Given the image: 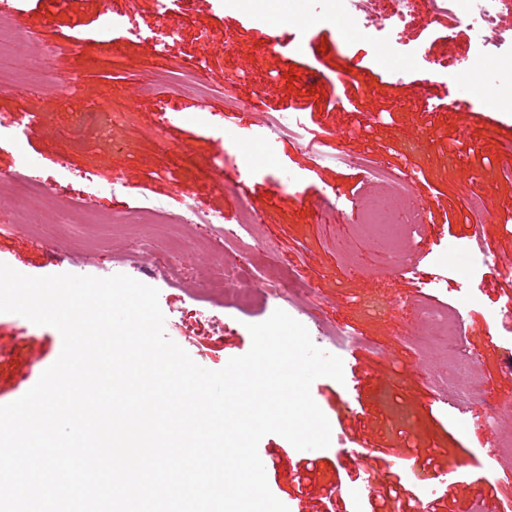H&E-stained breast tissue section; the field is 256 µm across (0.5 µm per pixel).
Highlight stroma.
<instances>
[{
    "instance_id": "obj_1",
    "label": "stroma",
    "mask_w": 512,
    "mask_h": 512,
    "mask_svg": "<svg viewBox=\"0 0 512 512\" xmlns=\"http://www.w3.org/2000/svg\"><path fill=\"white\" fill-rule=\"evenodd\" d=\"M298 0H265L255 14L243 0H177L170 26H161L156 0H0V16L28 28L47 46L82 39L68 62H52L31 49H12L0 68V124L34 118L26 144L53 193L75 197L82 184L61 169L93 166L100 184L125 183L102 195L106 214L139 207L143 196L178 213L176 182L194 186L202 211L240 215L248 203L261 217L256 232L273 254L257 253L258 269L294 270L308 291L287 312L318 347L331 350L320 329L345 326L362 342L344 358V380L316 379L311 394L331 424V444L316 461L276 434L262 438L275 467L269 488L289 512H512V490L493 485L491 471H512V451L492 454L497 428L492 413L512 420V155L500 137L512 112H470L448 94L459 77L455 59L474 53L465 24L431 17L426 0L404 30L405 44L387 51L382 37L355 28L339 31L304 14L283 24ZM129 15L143 38L103 30V12ZM193 60L194 91L175 89L168 72ZM65 74L76 89L56 97L38 81ZM179 113L176 126L163 118ZM295 113L305 144L280 139L275 147L258 133L269 114ZM238 131L232 164L245 184L216 189L215 165L224 134ZM348 157L347 165L334 155ZM408 180L423 221L407 246L393 254L357 222L359 211L388 188L371 180L370 165ZM491 199L493 219L474 212V196ZM479 232L502 266L478 273L473 300L455 281L428 288L438 258ZM126 241L108 229L37 230L0 215V263L29 276L71 273L107 277L139 272L121 259ZM417 265L416 278L407 268ZM167 336L200 366L218 370L251 347L248 324L266 320L271 306L238 308L223 292L218 304L195 278L159 284ZM456 308L467 315L466 350L474 360L472 395L457 401L430 380L447 374L448 355L419 343L431 315ZM58 333L47 326L18 328L0 313V405L16 400L56 361ZM480 423L465 432L460 421ZM368 448L366 460L340 455L345 446ZM374 480L378 495L354 501L349 488Z\"/></svg>"
}]
</instances>
